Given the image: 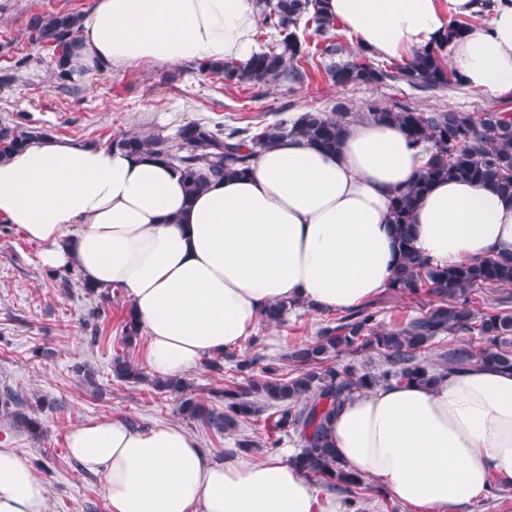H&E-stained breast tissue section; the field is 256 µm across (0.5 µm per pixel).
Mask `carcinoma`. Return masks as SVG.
Segmentation results:
<instances>
[{
    "label": "carcinoma",
    "mask_w": 512,
    "mask_h": 512,
    "mask_svg": "<svg viewBox=\"0 0 512 512\" xmlns=\"http://www.w3.org/2000/svg\"><path fill=\"white\" fill-rule=\"evenodd\" d=\"M326 0H268L264 24L281 35L278 45L254 53L244 62L224 61L201 65L209 74L221 76L224 85L265 82L280 77L293 81L303 78L297 68L306 57L305 44L296 29L301 20L311 21L316 31L325 33L334 27ZM32 38L53 48L54 73L61 83L73 79L74 57L80 47L81 15L56 13L31 19ZM469 25L451 22L442 41L433 48L415 52L394 71L354 59L333 62L326 67L331 80L339 85L369 84L384 79L400 80L409 86L434 90L448 86V68L444 65L445 47ZM348 109L341 103L332 112L307 111L291 122L275 121L253 135L248 128L198 121L183 124L173 140L139 133H127L111 146L129 153L142 154L173 165L180 174L186 195L193 198L213 179L241 175L261 149L285 138L313 143L334 150L346 131ZM366 116L397 124L410 144L425 155L422 172L414 183L394 197L391 224L394 226L400 263L390 289L409 299L428 293L437 302L423 307L406 322L385 325L377 320L370 306L360 307L320 329L315 340L294 346L283 361L294 376L278 375L270 363L256 373V359L235 361L237 382L211 394L222 401L216 406L192 393L184 377L155 376L125 354L112 357V374L120 382L150 380L152 389L174 398L178 414L193 420L220 436L232 435L247 420H258L270 411L266 422V447L276 450L281 435L293 434L299 452L292 461L306 474L318 477L330 491L346 494L347 512H362L361 497L355 492L361 477L344 468L329 440V424L343 404L354 394L379 385L436 383L450 371L484 365L512 370V313H479L471 305L475 291L497 288L502 304L512 302V255L489 256L444 268L423 257L414 244L412 215L430 185L444 178L491 186L512 197V116L505 112H484L473 116L454 110L422 112L408 105L393 108L375 102L367 105ZM43 133L23 123L0 127V161L23 151ZM298 306L285 300L265 307L261 321L280 325L288 311ZM121 343L132 345L140 327L128 312ZM477 333L481 343L452 344L449 335ZM444 349L430 361L425 353L436 341ZM347 354L361 357V364H334L331 359ZM80 383L96 395L99 385L90 366H76ZM42 400L33 402L12 392L0 394V411L19 431L38 438L43 433L38 414Z\"/></svg>",
    "instance_id": "obj_1"
}]
</instances>
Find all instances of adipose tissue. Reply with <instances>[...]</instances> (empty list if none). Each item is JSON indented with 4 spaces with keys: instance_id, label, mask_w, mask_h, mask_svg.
<instances>
[{
    "instance_id": "adipose-tissue-1",
    "label": "adipose tissue",
    "mask_w": 512,
    "mask_h": 512,
    "mask_svg": "<svg viewBox=\"0 0 512 512\" xmlns=\"http://www.w3.org/2000/svg\"><path fill=\"white\" fill-rule=\"evenodd\" d=\"M329 14L381 60L442 40L452 16L484 24L448 46L472 91L512 92V0H328ZM252 0H96L75 66L248 59ZM423 160L394 124L353 119L336 150L292 139L250 170L187 199L167 163L46 138L0 161V217L42 247L50 269L122 288L146 361L179 377L248 337L271 303L351 309L389 288L399 263L394 195ZM422 256L455 267L512 253V199L489 186L434 182L413 216ZM68 450L104 480L110 512H315L317 489L274 454L215 460L174 424L73 426ZM337 457L410 512H459L492 483L512 485V371L476 366L435 385L354 394L330 425ZM30 460L0 448V512H48Z\"/></svg>"
}]
</instances>
